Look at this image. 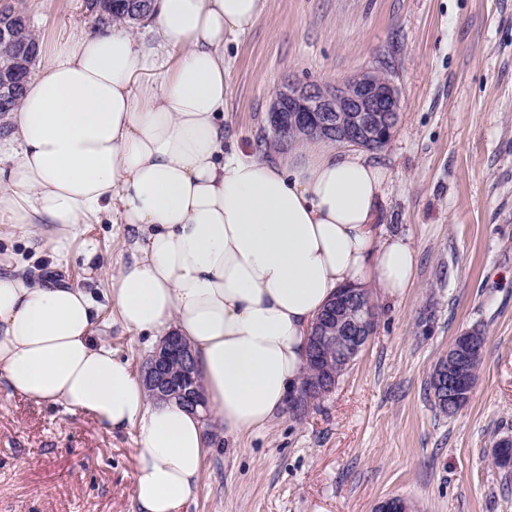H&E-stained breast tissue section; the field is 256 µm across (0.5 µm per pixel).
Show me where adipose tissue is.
Wrapping results in <instances>:
<instances>
[{
  "mask_svg": "<svg viewBox=\"0 0 512 512\" xmlns=\"http://www.w3.org/2000/svg\"><path fill=\"white\" fill-rule=\"evenodd\" d=\"M265 0H156L155 41L115 24L70 39L0 134V223L58 260L89 217L123 228L110 278L123 327L191 346L208 410L236 439L284 409L311 327L338 289L414 282L407 238L375 235L385 171L321 140L276 159L224 148V37ZM91 293L0 275V393L135 430L138 512H181L207 450L202 413L149 400L98 334Z\"/></svg>",
  "mask_w": 512,
  "mask_h": 512,
  "instance_id": "ef3b65f1",
  "label": "adipose tissue"
}]
</instances>
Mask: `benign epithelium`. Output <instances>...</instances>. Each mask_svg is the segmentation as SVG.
Returning a JSON list of instances; mask_svg holds the SVG:
<instances>
[{
  "instance_id": "benign-epithelium-1",
  "label": "benign epithelium",
  "mask_w": 512,
  "mask_h": 512,
  "mask_svg": "<svg viewBox=\"0 0 512 512\" xmlns=\"http://www.w3.org/2000/svg\"><path fill=\"white\" fill-rule=\"evenodd\" d=\"M270 112L285 113L287 127L303 135L334 136L333 142L372 146L392 137L400 112V97L391 78L376 68L342 85L322 88L294 82L278 91ZM376 319L366 288L344 292L316 319L310 334L305 368L307 377L295 399L316 400L336 385L334 361L345 363L359 354L373 335ZM484 346V336L472 329L458 336L448 359L438 367L434 385L447 403L448 413L462 404V392L472 394V370ZM145 386L153 396L174 399L185 408L203 404V389L190 348L178 336H169L142 365Z\"/></svg>"
}]
</instances>
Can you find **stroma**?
<instances>
[{
    "label": "stroma",
    "instance_id": "stroma-1",
    "mask_svg": "<svg viewBox=\"0 0 512 512\" xmlns=\"http://www.w3.org/2000/svg\"><path fill=\"white\" fill-rule=\"evenodd\" d=\"M28 14L51 56L92 30L84 0H0ZM387 66L400 119L364 157L387 181L375 230L409 237L419 255L405 295L371 296L374 334L335 389L262 430L225 438L214 416L202 478L186 512H512V0H266L250 31L227 36L225 144L275 157L268 112L287 80L333 87ZM119 225H81L61 280L93 286L101 331L142 365L151 348L108 301ZM100 272L83 263L84 242ZM0 271L43 277L52 246L0 228ZM487 338L472 398L434 407L430 379L456 336ZM135 432L113 436L91 417L0 394V512H136Z\"/></svg>",
    "mask_w": 512,
    "mask_h": 512
}]
</instances>
